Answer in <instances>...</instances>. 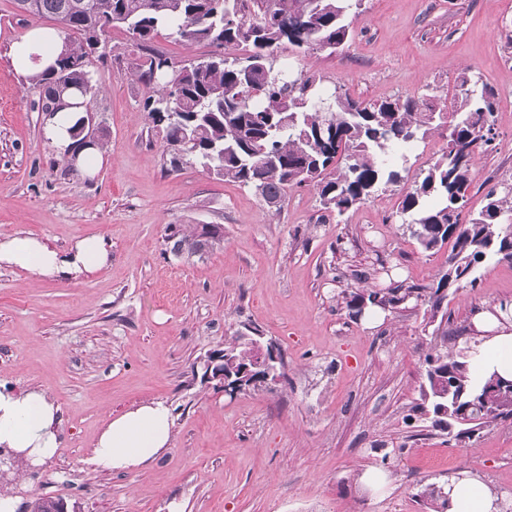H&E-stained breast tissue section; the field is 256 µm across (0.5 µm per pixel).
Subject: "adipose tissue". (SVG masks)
I'll return each instance as SVG.
<instances>
[{"instance_id": "adipose-tissue-1", "label": "adipose tissue", "mask_w": 512, "mask_h": 512, "mask_svg": "<svg viewBox=\"0 0 512 512\" xmlns=\"http://www.w3.org/2000/svg\"><path fill=\"white\" fill-rule=\"evenodd\" d=\"M63 47V35L54 27L27 29L12 59L23 76L47 70ZM62 108L46 112L44 132L56 156L92 175L104 162L100 148L79 146L70 132L85 112L78 95L64 96ZM112 264V241L102 235L75 239L60 250L42 237L24 234L0 239V268H19L49 280L79 281ZM503 316L474 312L468 364L480 380L491 375L512 379V301ZM58 406L39 389L18 391L0 383V448L23 466L37 467L52 459L60 446ZM173 416L161 401L145 402L110 417L101 429L89 458L93 470L130 474L153 466L171 446ZM446 512H499L497 495L476 471L465 469L445 486Z\"/></svg>"}]
</instances>
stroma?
I'll list each match as a JSON object with an SVG mask.
<instances>
[{
  "label": "stroma",
  "mask_w": 512,
  "mask_h": 512,
  "mask_svg": "<svg viewBox=\"0 0 512 512\" xmlns=\"http://www.w3.org/2000/svg\"><path fill=\"white\" fill-rule=\"evenodd\" d=\"M350 19L349 43L288 54L294 70L365 102L451 96L463 72L493 90L495 139L474 161L466 205L478 212L489 187L512 181V0H362ZM33 25L0 0V237L31 233L64 250L100 234L112 265L77 282L0 268V381L45 391L62 417L56 456L14 487L17 512L40 497L81 512H427L418 485L464 469L512 493V420L459 442L411 412L435 343L424 307L375 321L338 300L346 289L426 286L447 270L448 249L422 251L398 212L445 130L406 150L400 183L343 215L306 185L270 210L199 166L165 171L143 110L153 88L131 75L141 52L115 27L106 63L93 65L108 160L89 179L56 158L39 94L12 67ZM170 224L223 225L224 243L176 257ZM476 275L443 304L449 336L467 335L471 310L512 300L511 262H483ZM247 325L281 349L285 376L228 398L195 365ZM149 401L173 412L164 456L132 474L92 470L108 416ZM385 447L398 456L383 460ZM373 469L382 485L362 482Z\"/></svg>",
  "instance_id": "obj_1"
}]
</instances>
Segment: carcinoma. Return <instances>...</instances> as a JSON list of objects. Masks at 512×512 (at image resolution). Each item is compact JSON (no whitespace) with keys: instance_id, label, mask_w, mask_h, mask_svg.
<instances>
[{"instance_id":"cac0c4a2","label":"carcinoma","mask_w":512,"mask_h":512,"mask_svg":"<svg viewBox=\"0 0 512 512\" xmlns=\"http://www.w3.org/2000/svg\"><path fill=\"white\" fill-rule=\"evenodd\" d=\"M360 0H16L19 10L55 22L65 51L55 66L28 78L45 107L62 92L75 90L90 106L100 79L90 69L93 35L107 26L125 28L145 50L136 74L161 87L146 98L144 111L163 148L176 147L186 163L214 177L254 189L266 205L281 209L288 189L311 184L322 207L339 215L368 201L381 186L400 180L385 166L392 147L448 131L441 157L421 170L402 194L399 214L424 251L453 240L448 270L436 284H398L365 293H343L349 314L366 301L383 311L409 304L427 306L436 321L448 290L475 285V264L489 258L512 261V183L491 187L486 205L475 215L463 210L471 186L475 154L494 139V93L462 74L459 93L447 101L437 95L364 102L338 90L326 95L322 79L284 67L278 53L336 51L351 37L347 16ZM168 31L188 44L224 47L181 66L161 67L164 53L150 43ZM166 241L177 257L190 258L220 247L224 225H167ZM464 348L425 356V383L415 411L431 417L432 427L458 426L454 438H472L482 428L512 419V392L504 393L497 412L481 408L483 398L504 380L493 375L477 384ZM255 351L238 333L224 343V367L241 372ZM463 393L460 403L448 387ZM416 496L427 508H443L446 495L436 483L420 485Z\"/></svg>"}]
</instances>
